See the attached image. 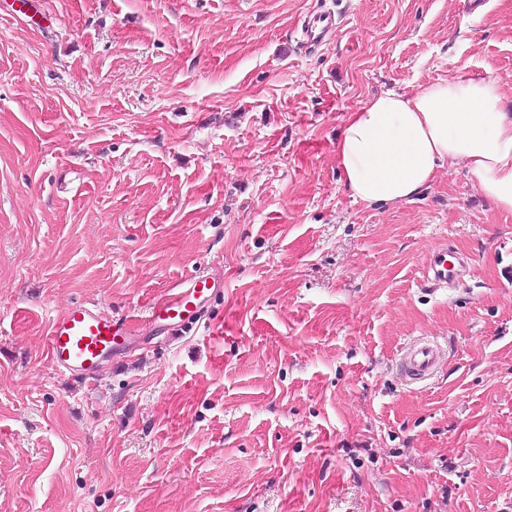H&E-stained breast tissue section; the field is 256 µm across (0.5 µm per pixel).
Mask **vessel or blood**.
Masks as SVG:
<instances>
[{"instance_id":"obj_1","label":"vessel or blood","mask_w":512,"mask_h":512,"mask_svg":"<svg viewBox=\"0 0 512 512\" xmlns=\"http://www.w3.org/2000/svg\"><path fill=\"white\" fill-rule=\"evenodd\" d=\"M334 14H317L308 23L304 37L313 45L321 44L335 30ZM463 263L448 249H438L425 272L431 285L442 288L454 280L463 270ZM211 288L209 279L201 273L190 276L177 287L169 289L164 300L153 306L148 322H165L168 328L192 324L197 313L192 310L193 301L205 297ZM121 335L117 321L92 304H75L65 313L52 320L48 337L49 359L55 370L64 375L92 372L99 362L111 354ZM442 354L438 344L419 342L407 350L401 367L413 381L427 379L436 369Z\"/></svg>"}]
</instances>
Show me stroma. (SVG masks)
Returning a JSON list of instances; mask_svg holds the SVG:
<instances>
[{"instance_id": "35a3bbf8", "label": "stroma", "mask_w": 512, "mask_h": 512, "mask_svg": "<svg viewBox=\"0 0 512 512\" xmlns=\"http://www.w3.org/2000/svg\"><path fill=\"white\" fill-rule=\"evenodd\" d=\"M465 2L0 0V512H512V213L460 164L363 203L336 159L389 90L512 111V0ZM195 271L196 328L150 327ZM76 303L130 322L90 380L48 357ZM336 19L331 12L317 14L311 22L308 23L304 37L311 45H319L326 40L335 30ZM463 264L448 248H440L433 254L424 278L433 286L448 287V281H453L459 275ZM441 348L434 342H418L407 350L401 367L405 375L413 381L427 379L440 363Z\"/></svg>"}]
</instances>
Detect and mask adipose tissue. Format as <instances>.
Here are the masks:
<instances>
[{"label": "adipose tissue", "instance_id": "1", "mask_svg": "<svg viewBox=\"0 0 512 512\" xmlns=\"http://www.w3.org/2000/svg\"><path fill=\"white\" fill-rule=\"evenodd\" d=\"M491 76L392 91L351 112L336 145L346 190L368 204L408 202L444 164H463L495 207L512 213V112Z\"/></svg>", "mask_w": 512, "mask_h": 512}]
</instances>
